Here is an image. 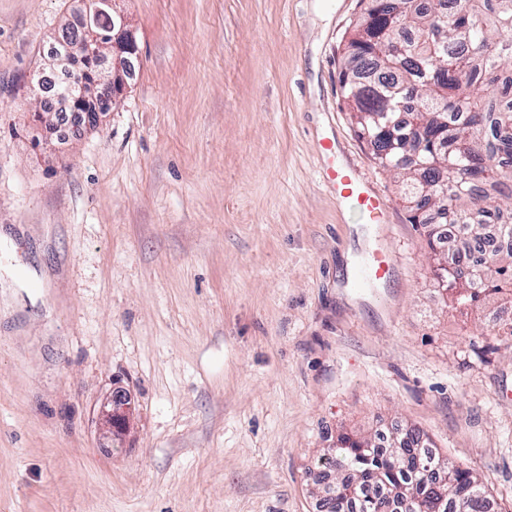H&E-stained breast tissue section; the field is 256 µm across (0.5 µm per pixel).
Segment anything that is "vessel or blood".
Listing matches in <instances>:
<instances>
[{
	"label": "vessel or blood",
	"instance_id": "1",
	"mask_svg": "<svg viewBox=\"0 0 512 512\" xmlns=\"http://www.w3.org/2000/svg\"><path fill=\"white\" fill-rule=\"evenodd\" d=\"M323 151L332 159L328 179L337 197L358 212L364 223H386L390 209L387 200L360 178L354 169L335 159L332 144H324Z\"/></svg>",
	"mask_w": 512,
	"mask_h": 512
}]
</instances>
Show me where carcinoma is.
<instances>
[{
	"mask_svg": "<svg viewBox=\"0 0 512 512\" xmlns=\"http://www.w3.org/2000/svg\"><path fill=\"white\" fill-rule=\"evenodd\" d=\"M92 30L111 35L112 9L95 14ZM78 82L98 92L112 84V65L87 55L73 63L71 83L52 88L74 111H96L92 96L75 104ZM339 82L356 137L401 181L410 223H427L428 208L465 239L458 247L435 227L428 233L431 254L456 253L453 266H435L442 289L469 307L512 296V247L494 254L490 275L469 257L490 226L512 241V0H464L453 13L444 0H368ZM321 460L336 472L324 484L322 512H487L479 477L441 460L416 427L396 429L383 447L342 432Z\"/></svg>",
	"mask_w": 512,
	"mask_h": 512,
	"instance_id": "carcinoma-1",
	"label": "carcinoma"
}]
</instances>
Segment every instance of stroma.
<instances>
[{
  "mask_svg": "<svg viewBox=\"0 0 512 512\" xmlns=\"http://www.w3.org/2000/svg\"><path fill=\"white\" fill-rule=\"evenodd\" d=\"M80 8L0 0V512H318L321 450L399 422L512 512V304L438 294L354 133L361 0H119L140 66L63 140L34 76ZM326 139L389 223L337 198ZM378 249L389 278L355 287ZM131 407L122 394L113 395L106 401L101 412L102 426L106 430L108 438L115 437V428L118 424L129 422Z\"/></svg>",
  "mask_w": 512,
  "mask_h": 512,
  "instance_id": "35a3bbf8",
  "label": "stroma"
}]
</instances>
